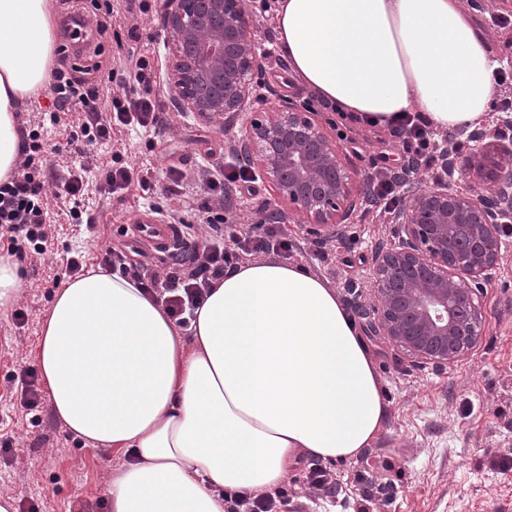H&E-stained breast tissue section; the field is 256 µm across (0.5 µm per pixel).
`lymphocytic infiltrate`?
Segmentation results:
<instances>
[{
    "mask_svg": "<svg viewBox=\"0 0 512 512\" xmlns=\"http://www.w3.org/2000/svg\"><path fill=\"white\" fill-rule=\"evenodd\" d=\"M154 68L149 57H136L133 74L121 96L111 99L110 118H102L97 101L99 85L77 78L72 71L55 69L50 82V124L60 122L59 114L66 108H81L84 119L68 132V143L91 147L111 139L114 129L131 128L148 131L160 110L155 91ZM394 136L402 138L409 160L417 167H432L437 159L438 142L435 132L416 115H408L392 128ZM46 173L43 161V139L38 130H30L22 141L21 160L13 174L0 180V245L17 261L28 254L47 252L46 224L50 212L45 201ZM184 241L174 256L175 266L160 273L144 266L127 263L123 254L109 249L105 261L113 271L129 276L161 300L169 314L181 327H188L196 308L207 296L213 284L223 278L224 271L236 263L246 246L263 251L274 249L291 252L294 244L288 238L274 241L262 236L246 240L235 233L223 211L202 206L195 222L183 223ZM289 491L281 486L274 491L251 496L228 493L224 496V512H282L287 506Z\"/></svg>",
    "mask_w": 512,
    "mask_h": 512,
    "instance_id": "obj_1",
    "label": "lymphocytic infiltrate"
}]
</instances>
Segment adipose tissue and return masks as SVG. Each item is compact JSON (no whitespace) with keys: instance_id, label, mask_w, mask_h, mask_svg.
Returning a JSON list of instances; mask_svg holds the SVG:
<instances>
[{"instance_id":"1","label":"adipose tissue","mask_w":512,"mask_h":512,"mask_svg":"<svg viewBox=\"0 0 512 512\" xmlns=\"http://www.w3.org/2000/svg\"><path fill=\"white\" fill-rule=\"evenodd\" d=\"M279 47L316 96L390 127L419 113L438 132L484 122L501 62L462 0H277ZM54 0H0V179L20 158L17 112L46 85ZM38 360L55 416L125 460L112 512H224L299 460L345 461L388 418L383 380L345 304L300 265L225 270L189 329L132 278L68 279Z\"/></svg>"}]
</instances>
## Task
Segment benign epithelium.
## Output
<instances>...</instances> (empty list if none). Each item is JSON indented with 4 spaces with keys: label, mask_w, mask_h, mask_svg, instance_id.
Here are the masks:
<instances>
[{
    "label": "benign epithelium",
    "mask_w": 512,
    "mask_h": 512,
    "mask_svg": "<svg viewBox=\"0 0 512 512\" xmlns=\"http://www.w3.org/2000/svg\"><path fill=\"white\" fill-rule=\"evenodd\" d=\"M175 101L206 122L240 121L235 151L271 183L278 203L266 221L296 214L309 232L338 238L371 203L340 149L310 113L291 106L244 109L263 56L246 0H166ZM443 177L424 185L414 167L396 169L402 207L390 213L397 240L377 244L368 279L373 293L354 299L372 332L421 364L443 368L475 347L485 322L483 281L501 258V227L512 223V137L477 127L445 143ZM474 178L485 190H458Z\"/></svg>",
    "instance_id": "1"
}]
</instances>
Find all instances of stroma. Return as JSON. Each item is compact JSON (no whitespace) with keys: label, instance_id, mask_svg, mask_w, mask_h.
Returning <instances> with one entry per match:
<instances>
[{"label":"stroma","instance_id":"stroma-1","mask_svg":"<svg viewBox=\"0 0 512 512\" xmlns=\"http://www.w3.org/2000/svg\"><path fill=\"white\" fill-rule=\"evenodd\" d=\"M472 10L475 25L492 52L512 70V23L497 27L496 14L512 15V0H480ZM166 0H116L112 15L88 16V43L80 58L67 65H90L94 46L102 67L114 77L101 85V99L121 93L131 64L127 50L148 51L157 75L160 122L146 134L114 133L112 138L80 154L62 135V127L80 118L74 110L61 115L60 130L44 135V158L50 169L61 170L83 162V205L95 218L94 228L73 224L60 215V199L50 198L58 217L51 227L47 252L21 263L23 286L15 303L26 315L16 326L11 313L0 314V438L10 439V451H0V495L14 500L34 499L40 512H76L79 502L108 499L105 470L122 461L119 452L99 448L75 437L54 416L49 399H42L40 423H32L16 390L27 371L38 367V344L43 317L56 292L54 278L63 262L81 253L90 268L103 267L106 247L125 249L131 261L155 270L168 268L170 255L122 235L123 226L144 213L136 189L112 192L104 180L105 164L115 161L134 171L150 170L154 197L163 210L180 211L193 220L206 202L201 164L207 159L232 157L240 135L239 122L221 119L208 123L182 111L170 92V50L164 27ZM252 81L256 92L253 111L281 105L299 107L310 91L292 72L282 52L262 60ZM316 121L335 139L342 159L360 178L375 176L373 165L404 163L406 155L387 128L341 122L337 113L319 112ZM183 171L187 179L177 199H170L168 173ZM277 193L266 180L237 183L230 196L236 211L235 228L247 232L260 223L263 210ZM278 233L295 243L291 263L302 265L327 280L340 296L349 287L367 295V273L373 246L391 239L389 215L376 210L354 218L345 235L323 241L308 234L301 218L277 225ZM481 302L485 325L476 347L464 359L443 369L421 366L403 355L386 337L371 335L358 310L350 315L370 348L383 379L388 402L385 429L374 447L358 457L332 464L342 486L340 500L295 498L300 512H354L363 488L384 485L390 499H376L369 512H512V472L501 474L495 465L512 451V237L506 238L502 258L492 269Z\"/></svg>","mask_w":512,"mask_h":512}]
</instances>
